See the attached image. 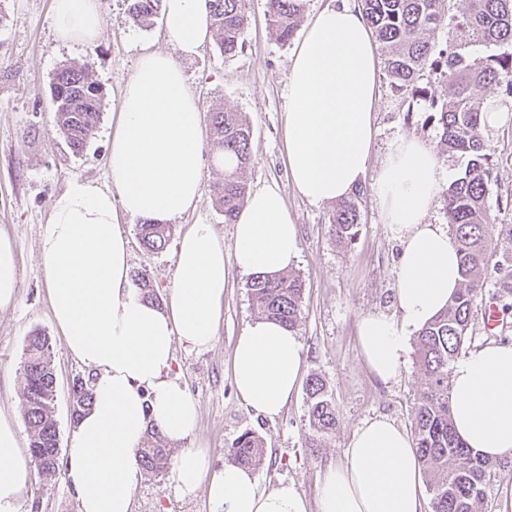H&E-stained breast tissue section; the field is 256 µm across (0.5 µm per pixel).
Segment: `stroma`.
<instances>
[{"label": "stroma", "instance_id": "obj_1", "mask_svg": "<svg viewBox=\"0 0 512 512\" xmlns=\"http://www.w3.org/2000/svg\"><path fill=\"white\" fill-rule=\"evenodd\" d=\"M125 0H101L106 29L92 46L63 44L52 25L53 0H0V235L9 237L17 261L14 304L0 311V413L23 423L21 408L24 349L29 336L48 337L56 388L54 416L59 427L60 465L74 431L71 419L75 379L91 381L92 371L71 356L53 322L41 259L42 233L52 206L73 179L106 186L108 143L118 118L125 82L140 57L167 51L161 22L148 27L125 24ZM248 23L242 46L224 56L217 42L182 59L191 91L199 96L200 123L209 129L213 109L242 113L252 130V163L244 177L250 189L277 184L298 226L299 256L291 269L304 284L298 336L303 345L304 375H319L336 405L335 433L310 443L307 394L298 388L282 414L267 419L249 409L237 396L230 372L233 347L245 325L255 317L246 279L237 275L224 290L221 322L213 345L196 350L176 344L173 379L199 402L197 427L188 444L207 451L212 467L227 462L229 449L244 431L261 436L266 462L257 470L261 488L293 483L308 512H318L320 478L344 460L354 431L363 422L385 417L410 428L411 413L421 389V372L413 352H406L396 379L377 380L367 367L358 342L360 319L379 313L398 319L394 301L400 241L383 224L373 185L388 141L415 135L436 145V132L425 122L426 105L396 92L388 78L380 80L376 113L378 129L374 154L358 198L360 224L354 242L335 238L329 224L330 204H313L295 190L285 163L282 128L288 110L284 77L295 43L276 40L269 24L268 0H246ZM91 62L103 93L102 120L83 154H72L56 130L52 79L65 64ZM485 151L495 162L488 204L498 208V220L512 224V118L485 136ZM224 170L213 162L203 168V193L192 211L173 219L175 232L191 224H210L224 240H232L233 225L224 221L213 194ZM129 238L132 270L149 273L161 296H168L176 268L175 244L155 253L141 245L137 218L121 216ZM498 275L489 272L472 314L467 347L511 340L512 320L498 330L485 327L487 304L501 305ZM19 512H79L64 475L48 479L33 474L19 501ZM132 512H210L205 488L185 494L171 469L144 473L132 494ZM477 512H512V460L499 461L486 486Z\"/></svg>", "mask_w": 512, "mask_h": 512}]
</instances>
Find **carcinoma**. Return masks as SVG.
I'll list each match as a JSON object with an SVG mask.
<instances>
[{
	"mask_svg": "<svg viewBox=\"0 0 512 512\" xmlns=\"http://www.w3.org/2000/svg\"><path fill=\"white\" fill-rule=\"evenodd\" d=\"M162 0H128L125 21L149 26ZM364 16L384 51L385 72L399 93L428 104V124L437 129V153L466 159L464 173L443 192L448 224L457 243L461 286L415 339V357L422 385L412 415L413 442L427 478L432 512H476L483 499L487 476L495 467L468 448L453 429L450 402L452 365L462 352L472 310L482 290L497 235L512 238V225L497 223L488 205L494 163L484 153L482 115L489 106L474 98L480 88L493 98L492 106L512 109V0H468L460 14L450 13L451 0H360ZM306 0H269L270 25L276 39L286 44L298 29ZM212 28L224 55L237 51L246 24L244 0H207ZM441 27L453 30L451 41L438 44L431 35ZM473 44L495 46L503 52L486 60L470 58L463 50ZM444 82L448 95L430 91L431 79ZM56 126L72 153L84 152L101 121L102 92L89 63L66 64L52 83ZM212 150L224 155V180L214 190L216 208L224 223L234 222L249 188L244 170L251 162V127L240 112H210ZM360 214L357 198L336 205L329 223L334 235L351 242ZM142 245L161 251L169 242L170 224L144 221L137 225ZM134 282L144 297L162 300L144 271L134 272ZM246 288L258 316L296 330L300 318L303 283L299 276L253 275ZM55 373L48 337H29L23 366L22 408L37 470L55 471L59 430L53 416ZM78 419L92 405L91 386L74 385ZM310 430L323 436L337 425L336 406L318 376L307 382ZM239 465L258 469L264 465L262 439L253 432L241 434L230 449ZM142 469L159 473L171 460L170 448L156 428L147 431L137 453Z\"/></svg>",
	"mask_w": 512,
	"mask_h": 512,
	"instance_id": "obj_1",
	"label": "carcinoma"
}]
</instances>
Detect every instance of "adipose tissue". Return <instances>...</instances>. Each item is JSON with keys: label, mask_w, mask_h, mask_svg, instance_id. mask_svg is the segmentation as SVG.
Listing matches in <instances>:
<instances>
[{"label": "adipose tissue", "mask_w": 512, "mask_h": 512, "mask_svg": "<svg viewBox=\"0 0 512 512\" xmlns=\"http://www.w3.org/2000/svg\"><path fill=\"white\" fill-rule=\"evenodd\" d=\"M52 24L64 44L91 46L106 20L100 0H54ZM206 0H165L163 37L171 53L142 55L123 89L108 155L110 186L75 179L52 207L42 255L57 332L94 374L93 404L72 434L66 479L80 512H132L142 480L136 452L157 427L179 452L172 477L181 491L205 487L211 512H308L294 484L260 488L251 468L208 465L184 447L197 401L169 374L175 342L209 348L232 274L274 275L298 256L294 224L277 185L251 191L224 243L212 225L192 224L177 239L175 278L164 307L146 300L130 274L120 215L163 222L195 208L202 195L201 102L178 56L196 55L211 37ZM379 66L360 4L336 0L311 16L285 77L283 137L288 173L303 198L328 204L361 187L377 136ZM433 147L412 135L393 139L375 182L383 221L402 251L396 275L399 320L369 314L359 324L371 372H400L407 332L427 324L461 283L457 244L427 223L442 186ZM304 359L296 332L257 318L238 336L232 375L239 397L272 419L296 394ZM458 435L482 456L512 459V343L468 350L450 377ZM33 474L18 427L0 416V512H17ZM421 465L393 421L359 426L343 463L327 470L319 512H423Z\"/></svg>", "instance_id": "obj_1"}]
</instances>
